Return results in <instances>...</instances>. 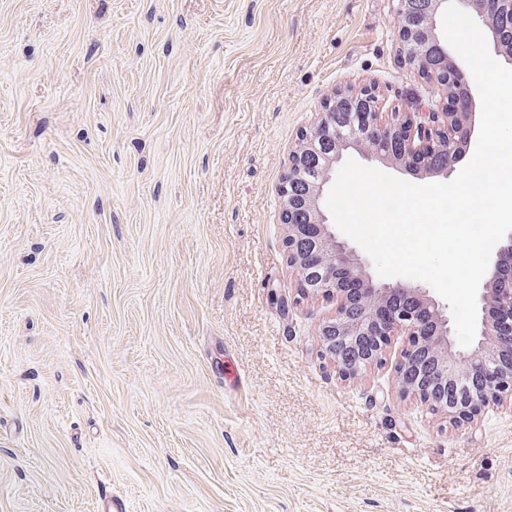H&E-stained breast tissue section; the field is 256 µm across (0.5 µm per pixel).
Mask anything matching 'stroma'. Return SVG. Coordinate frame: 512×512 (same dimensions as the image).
I'll return each instance as SVG.
<instances>
[{"mask_svg":"<svg viewBox=\"0 0 512 512\" xmlns=\"http://www.w3.org/2000/svg\"><path fill=\"white\" fill-rule=\"evenodd\" d=\"M392 0H0V512H512V406L340 379L278 186L339 87L415 111Z\"/></svg>","mask_w":512,"mask_h":512,"instance_id":"1","label":"stroma"}]
</instances>
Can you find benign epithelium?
I'll return each instance as SVG.
<instances>
[{"mask_svg": "<svg viewBox=\"0 0 512 512\" xmlns=\"http://www.w3.org/2000/svg\"><path fill=\"white\" fill-rule=\"evenodd\" d=\"M393 25L408 65L432 84L425 112L398 109L383 115L374 87L340 88L327 96L314 122L299 131L281 176V224L288 267L301 297L336 300L334 316L318 328L323 355L344 379L378 365L391 337L408 345L397 367L399 391L456 426L486 408L512 403V232L494 249L477 296V338L457 346L449 305L428 285L402 278L379 280L367 259L336 231L322 198L345 156L355 151L370 161L426 177L448 178L471 147L475 114L442 97H469L474 79L456 63L441 31L446 0H394ZM491 38L496 53L512 59V0H457ZM317 174L307 192L292 190L309 164Z\"/></svg>", "mask_w": 512, "mask_h": 512, "instance_id": "1", "label": "benign epithelium"}]
</instances>
